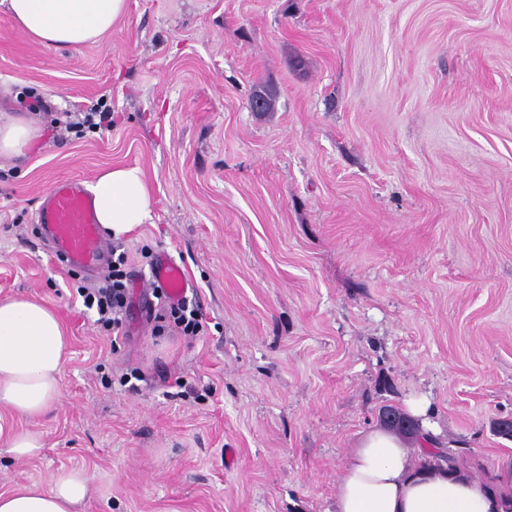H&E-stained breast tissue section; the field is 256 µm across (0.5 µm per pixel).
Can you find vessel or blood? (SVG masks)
<instances>
[{
	"label": "vessel or blood",
	"instance_id": "vessel-or-blood-1",
	"mask_svg": "<svg viewBox=\"0 0 512 512\" xmlns=\"http://www.w3.org/2000/svg\"><path fill=\"white\" fill-rule=\"evenodd\" d=\"M42 237L54 258L69 268L91 272L103 266L112 246L99 224L93 197L80 180L63 178L52 183L37 212ZM148 289H161L168 302L183 300L189 283L183 267L160 255L146 278Z\"/></svg>",
	"mask_w": 512,
	"mask_h": 512
}]
</instances>
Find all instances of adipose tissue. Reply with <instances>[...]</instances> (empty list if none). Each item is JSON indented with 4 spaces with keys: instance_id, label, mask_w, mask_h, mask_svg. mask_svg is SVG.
Segmentation results:
<instances>
[{
    "instance_id": "ef3b65f1",
    "label": "adipose tissue",
    "mask_w": 512,
    "mask_h": 512,
    "mask_svg": "<svg viewBox=\"0 0 512 512\" xmlns=\"http://www.w3.org/2000/svg\"><path fill=\"white\" fill-rule=\"evenodd\" d=\"M0 5L34 41L83 45L111 33L128 0H0ZM40 136L33 122L0 121V158L31 153ZM87 189L111 238L125 237L151 218L149 186L140 167L109 166ZM69 348L55 309L28 297L0 298V408L29 419L55 409ZM418 459L387 429L362 433L342 470L335 512H503L501 495L512 490V467L501 471L496 492L443 468L419 467ZM89 492L84 470L61 469L48 486L0 493V512H79Z\"/></svg>"
}]
</instances>
